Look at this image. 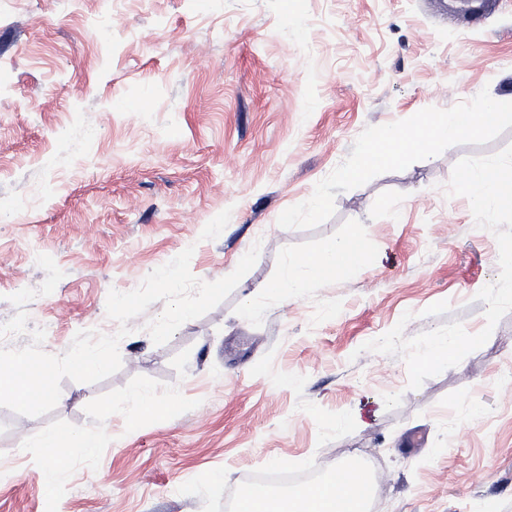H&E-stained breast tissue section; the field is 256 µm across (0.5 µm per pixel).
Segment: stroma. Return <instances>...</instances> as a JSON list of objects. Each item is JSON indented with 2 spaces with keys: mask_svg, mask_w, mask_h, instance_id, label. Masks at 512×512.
I'll use <instances>...</instances> for the list:
<instances>
[{
  "mask_svg": "<svg viewBox=\"0 0 512 512\" xmlns=\"http://www.w3.org/2000/svg\"><path fill=\"white\" fill-rule=\"evenodd\" d=\"M487 101L476 132L367 154ZM509 145L512 0L476 17L451 0H0V327L17 330L1 346L41 328L64 354L117 332L109 291L186 248L204 281L260 248L166 344L146 330L160 300L129 320L117 373L62 380L43 416L0 407V512H226L260 475H294L292 492L352 459L371 512H512V311L416 390L400 357L363 348L400 322L485 327L498 244L447 184ZM357 229L359 265L243 314L246 291ZM67 430L101 446L47 484L38 442Z\"/></svg>",
  "mask_w": 512,
  "mask_h": 512,
  "instance_id": "stroma-1",
  "label": "stroma"
}]
</instances>
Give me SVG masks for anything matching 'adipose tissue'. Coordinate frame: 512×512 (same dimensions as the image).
I'll return each mask as SVG.
<instances>
[{
  "instance_id": "ef3b65f1",
  "label": "adipose tissue",
  "mask_w": 512,
  "mask_h": 512,
  "mask_svg": "<svg viewBox=\"0 0 512 512\" xmlns=\"http://www.w3.org/2000/svg\"><path fill=\"white\" fill-rule=\"evenodd\" d=\"M492 103H484L480 112L452 113L432 126L424 140L425 146L455 138L466 130L479 128L481 119L492 112ZM369 492L365 482L351 467L340 466L324 485L304 489L296 494L304 512H361Z\"/></svg>"
}]
</instances>
